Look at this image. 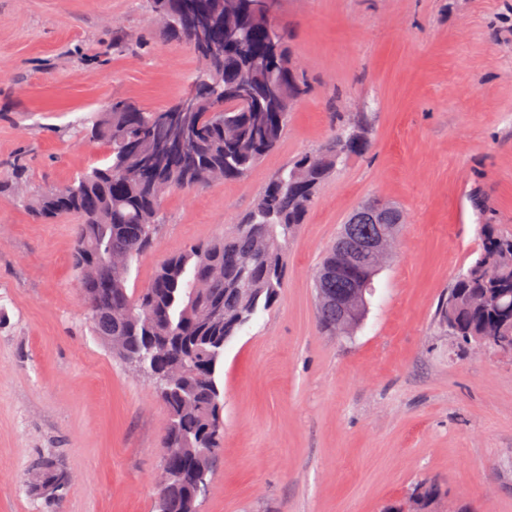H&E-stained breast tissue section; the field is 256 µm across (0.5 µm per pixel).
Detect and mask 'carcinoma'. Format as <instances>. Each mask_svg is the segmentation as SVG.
<instances>
[{
    "mask_svg": "<svg viewBox=\"0 0 512 512\" xmlns=\"http://www.w3.org/2000/svg\"><path fill=\"white\" fill-rule=\"evenodd\" d=\"M215 4L150 0V8L173 16V24L159 29L160 35L192 48L196 18L209 14L214 19L211 39L224 43L218 66L195 51L199 67L191 88L200 108L199 130L167 168L164 185L133 172L135 159L127 145L135 142L149 152L169 137V129L158 121V112L125 100L92 113L80 129L87 139L108 147L101 165L62 185L36 188L21 178L3 185L39 223L77 218L72 264L90 307L93 333L124 363L147 370L159 388L170 424L160 442L169 453L162 458L155 512H200L196 485L211 481L224 430V348L277 298L288 244L320 184L343 159L370 148L362 118L337 128L318 149L276 173L229 235L168 257L149 287L128 292L132 266L151 249L165 223V196L174 188L206 189L215 183L217 171L223 181L245 175L278 146L289 114L305 92L269 3L240 0L236 13L218 11ZM230 30L240 32L241 40L225 42ZM243 84L255 92L253 99L231 97ZM348 223L352 229L346 249H332L322 263L339 269V277L316 284L323 294L317 298V321L330 336L340 335L341 311L328 298L346 297L351 281L362 276L346 254L372 230L368 208L358 205ZM439 320L448 335L467 345L512 335V232L484 225L478 256L442 299ZM68 485V472L44 457L30 491L42 496L48 486L59 493ZM439 495L437 485L421 483L409 512H426L428 501Z\"/></svg>",
    "mask_w": 512,
    "mask_h": 512,
    "instance_id": "cac0c4a2",
    "label": "carcinoma"
}]
</instances>
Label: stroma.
Wrapping results in <instances>:
<instances>
[{"label":"stroma","mask_w":512,"mask_h":512,"mask_svg":"<svg viewBox=\"0 0 512 512\" xmlns=\"http://www.w3.org/2000/svg\"><path fill=\"white\" fill-rule=\"evenodd\" d=\"M308 89L247 174L171 190L131 269L221 237L270 177L367 113L370 150L338 166L284 257L276 303L224 351V435L200 512H389L421 482L432 512H512V355L457 343L438 304L512 231V0H271ZM141 41L122 43L126 31ZM199 62L156 33L147 0H0V181L56 185L106 147L78 120L122 99L163 110ZM406 216L348 339L317 323L314 274L365 199ZM74 217L36 222L0 195V512H152L169 413L153 381L93 334L72 265ZM73 481L30 496L35 464Z\"/></svg>","instance_id":"35a3bbf8"}]
</instances>
